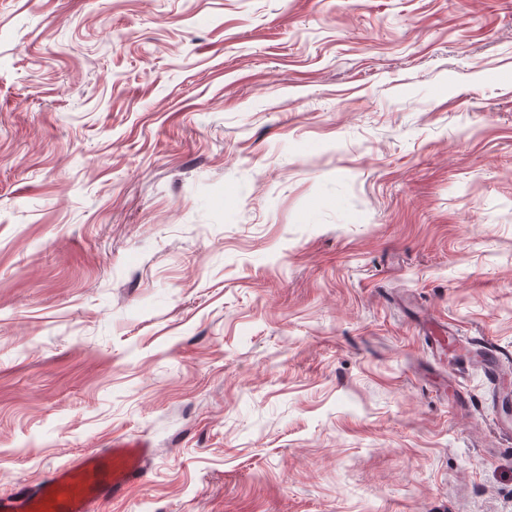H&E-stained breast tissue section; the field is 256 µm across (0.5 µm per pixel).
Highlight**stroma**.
Returning a JSON list of instances; mask_svg holds the SVG:
<instances>
[{
	"label": "stroma",
	"mask_w": 512,
	"mask_h": 512,
	"mask_svg": "<svg viewBox=\"0 0 512 512\" xmlns=\"http://www.w3.org/2000/svg\"><path fill=\"white\" fill-rule=\"evenodd\" d=\"M427 323L512 352V0H0V493L512 512ZM149 445L137 438L112 440L109 448L86 453L47 477L0 495L1 512H96L124 499L145 473Z\"/></svg>",
	"instance_id": "stroma-1"
}]
</instances>
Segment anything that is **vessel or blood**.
I'll return each mask as SVG.
<instances>
[{"instance_id":"vessel-or-blood-1","label":"vessel or blood","mask_w":512,"mask_h":512,"mask_svg":"<svg viewBox=\"0 0 512 512\" xmlns=\"http://www.w3.org/2000/svg\"><path fill=\"white\" fill-rule=\"evenodd\" d=\"M490 382H497L508 356L488 340L468 341ZM148 444L137 438L113 440L109 448L90 452L55 468L47 477L0 495V512H99L125 498L145 473Z\"/></svg>"}]
</instances>
